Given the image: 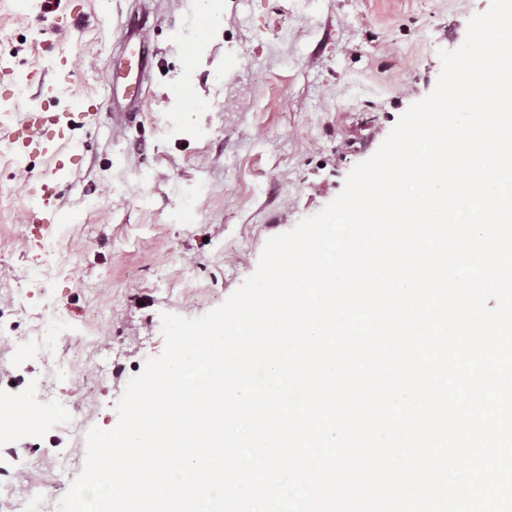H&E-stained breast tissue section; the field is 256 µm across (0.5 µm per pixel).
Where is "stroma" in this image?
<instances>
[{
	"instance_id": "35a3bbf8",
	"label": "stroma",
	"mask_w": 512,
	"mask_h": 512,
	"mask_svg": "<svg viewBox=\"0 0 512 512\" xmlns=\"http://www.w3.org/2000/svg\"><path fill=\"white\" fill-rule=\"evenodd\" d=\"M136 0H62L20 16L0 0V100L41 112L95 100L96 122L78 126V153L19 165L0 153V399L32 381L56 397L37 427L15 428L0 449L13 478L58 500L52 447L82 469L86 437L54 408L112 429L128 380L164 348L162 314L200 317L256 269L266 240L290 231L341 191L402 113L441 71L439 50L464 41L491 0H224V18L197 45L199 0H147L141 19L155 47L150 95L121 133L112 131L107 63ZM71 70L68 93L48 91ZM193 83L202 105L170 97ZM69 170L56 198L68 223L51 235L31 222L26 197L52 163ZM43 275L27 310L13 287ZM54 308L71 326L41 357L14 360L10 341L39 334Z\"/></svg>"
}]
</instances>
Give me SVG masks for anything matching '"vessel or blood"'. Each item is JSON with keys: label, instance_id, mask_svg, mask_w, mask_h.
I'll return each mask as SVG.
<instances>
[{"label": "vessel or blood", "instance_id": "vessel-or-blood-1", "mask_svg": "<svg viewBox=\"0 0 512 512\" xmlns=\"http://www.w3.org/2000/svg\"><path fill=\"white\" fill-rule=\"evenodd\" d=\"M122 42L129 47L126 63L108 72L110 88L118 93L117 99L113 101V118L118 123L142 107L147 97L146 80L154 58L151 37L146 27L136 19L130 18L125 22ZM92 117V112L82 105L76 111L59 112L49 118L34 110L27 112L23 116L20 132L9 135L11 149L19 159L34 152L48 155L57 149L55 141L46 136L48 127L65 129ZM32 219L48 235L56 225L65 223L66 216L57 205L55 197L46 192L33 206Z\"/></svg>", "mask_w": 512, "mask_h": 512}]
</instances>
